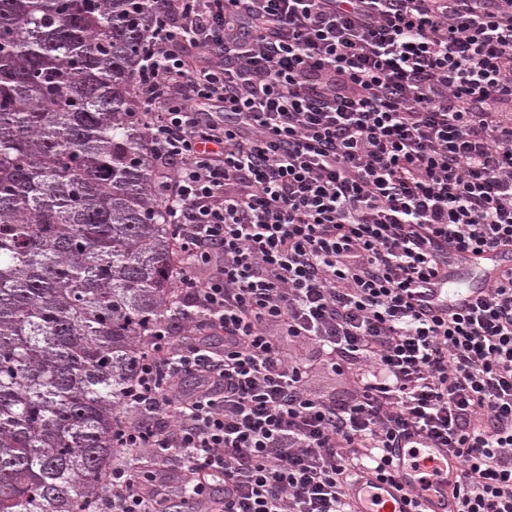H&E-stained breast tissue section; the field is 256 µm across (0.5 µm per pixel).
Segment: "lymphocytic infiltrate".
Masks as SVG:
<instances>
[{"mask_svg": "<svg viewBox=\"0 0 512 512\" xmlns=\"http://www.w3.org/2000/svg\"><path fill=\"white\" fill-rule=\"evenodd\" d=\"M137 85L182 318L221 343L148 337L118 447L180 452L199 512H350L359 464L445 448L458 512H512V269L421 304L443 252L512 246V0H157ZM108 481L91 512L171 490ZM312 385L324 393H341L348 388L346 375H338L327 365H317L311 374Z\"/></svg>", "mask_w": 512, "mask_h": 512, "instance_id": "1", "label": "lymphocytic infiltrate"}]
</instances>
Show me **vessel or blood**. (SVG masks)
I'll use <instances>...</instances> for the list:
<instances>
[{
  "instance_id": "vessel-or-blood-1",
  "label": "vessel or blood",
  "mask_w": 512,
  "mask_h": 512,
  "mask_svg": "<svg viewBox=\"0 0 512 512\" xmlns=\"http://www.w3.org/2000/svg\"><path fill=\"white\" fill-rule=\"evenodd\" d=\"M512 268V249L482 256L449 254L444 275L424 298L433 311H462L474 304L504 270ZM393 480H380L374 469L360 468L350 493L356 512H458L451 488L459 473L456 458L444 448H396Z\"/></svg>"
}]
</instances>
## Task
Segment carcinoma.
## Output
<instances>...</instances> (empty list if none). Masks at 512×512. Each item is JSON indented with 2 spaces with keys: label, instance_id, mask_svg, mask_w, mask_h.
<instances>
[{
  "label": "carcinoma",
  "instance_id": "carcinoma-1",
  "mask_svg": "<svg viewBox=\"0 0 512 512\" xmlns=\"http://www.w3.org/2000/svg\"><path fill=\"white\" fill-rule=\"evenodd\" d=\"M153 0H0V512H83L186 265L136 92Z\"/></svg>",
  "mask_w": 512,
  "mask_h": 512
}]
</instances>
